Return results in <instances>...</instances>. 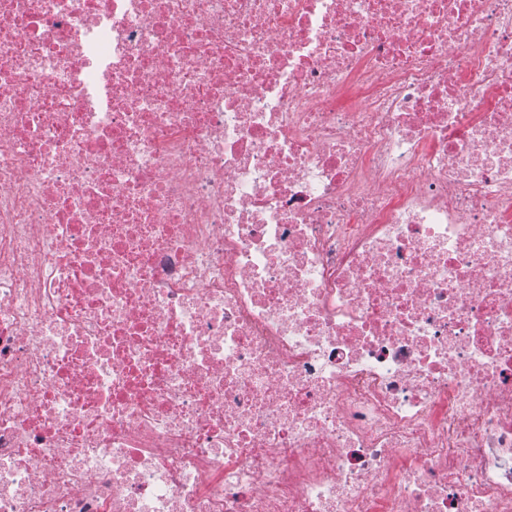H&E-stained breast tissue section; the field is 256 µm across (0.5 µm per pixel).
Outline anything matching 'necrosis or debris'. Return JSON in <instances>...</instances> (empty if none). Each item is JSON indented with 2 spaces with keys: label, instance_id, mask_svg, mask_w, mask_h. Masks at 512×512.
Wrapping results in <instances>:
<instances>
[{
  "label": "necrosis or debris",
  "instance_id": "4bbe7bcc",
  "mask_svg": "<svg viewBox=\"0 0 512 512\" xmlns=\"http://www.w3.org/2000/svg\"><path fill=\"white\" fill-rule=\"evenodd\" d=\"M0 512H512V0H0Z\"/></svg>",
  "mask_w": 512,
  "mask_h": 512
}]
</instances>
